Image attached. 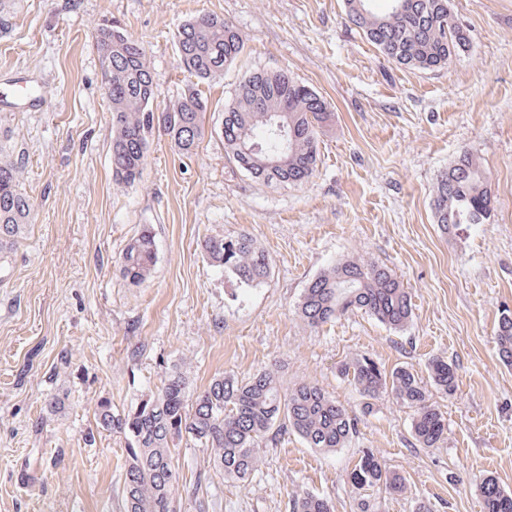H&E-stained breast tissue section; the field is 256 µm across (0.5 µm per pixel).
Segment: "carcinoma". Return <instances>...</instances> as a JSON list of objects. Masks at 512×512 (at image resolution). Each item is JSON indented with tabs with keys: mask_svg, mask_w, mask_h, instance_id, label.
<instances>
[{
	"mask_svg": "<svg viewBox=\"0 0 512 512\" xmlns=\"http://www.w3.org/2000/svg\"><path fill=\"white\" fill-rule=\"evenodd\" d=\"M374 0H345L348 22L391 64L404 69L434 70L468 46V35L454 18L449 0H388L378 11ZM16 17V0H0V35ZM185 84L180 97L162 112L154 110V85L148 50L143 42L112 25L97 28L95 48L101 64V91L112 133V181L118 187L141 177L149 137L159 129L183 155L192 154L205 131L209 100L199 89L224 75L244 52L235 26L223 16L202 12L174 35ZM319 95L278 69H257L236 84L224 104L221 136L225 155L263 183L297 184L309 179L319 160V137L333 123ZM23 161H0V249L18 241L29 223L32 203L22 191ZM488 177L469 151L460 153L441 172L433 190L435 223L448 233L460 224H483L490 218ZM201 251L210 266L240 290L255 288L272 273V259L248 232L212 235ZM156 244L147 230L124 250L120 272L140 285L152 273ZM362 311L393 331L406 329L413 317L412 295L394 272L376 262L347 258L317 275L305 289L298 313L317 328ZM496 340L503 363L512 366V314L501 315ZM423 379L409 365L386 371L368 354H357L340 366L341 375L362 399L363 412L374 403L393 399L413 411L411 434L421 448H437L446 439L448 420L433 401L437 391L451 397L456 370L443 356L426 365ZM97 428L125 440L124 481L119 512H176L180 474L177 446L187 440L210 451L213 469L223 478L245 482L260 462L259 449L277 444L290 433L308 447L343 448L359 432V419L331 393L311 381L288 386L270 368L247 376L225 374L202 391L191 390L187 372L175 367L161 386L130 409L116 413L112 401L94 404ZM359 490H406L405 478L386 467L368 449L349 474ZM484 512H512V492L492 477L480 483ZM289 512H331L329 500L296 491Z\"/></svg>",
	"mask_w": 512,
	"mask_h": 512,
	"instance_id": "obj_1",
	"label": "carcinoma"
}]
</instances>
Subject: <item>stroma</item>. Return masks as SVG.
I'll return each mask as SVG.
<instances>
[{"label":"stroma","instance_id":"35a3bbf8","mask_svg":"<svg viewBox=\"0 0 512 512\" xmlns=\"http://www.w3.org/2000/svg\"><path fill=\"white\" fill-rule=\"evenodd\" d=\"M469 45L435 70L388 63L347 23L344 0H18L0 36V93L18 79L42 91L43 109L14 100L0 111V154L25 161L30 224L0 251V512H118L125 443L98 430L93 405L134 406L184 367L192 389L213 377L277 366L285 384L317 382L351 413L358 434L323 452L286 435L260 451L245 483L216 477L207 449L180 445L186 479L203 476L207 512H287L307 490L334 512H357L349 473L374 449L407 492L374 491L376 512H483L479 485L512 491V367L495 339L512 311V0H450ZM241 34L243 55L205 86V135L186 157L154 132L135 185L112 184L110 129L93 34L116 23L148 49L156 111L183 87L173 35L199 12ZM285 69L313 88L335 118L321 161L300 185L255 182L224 154L225 101L249 71ZM475 154L493 202L485 224L446 233L435 224L437 174ZM150 230L156 265L135 285L120 273L128 241ZM253 234L271 277L243 294L201 254L208 235ZM389 266L409 288L402 332L354 312L312 329L296 314L308 284L343 257ZM366 353L381 366L430 356L452 362L453 396L442 447L411 437V411L361 399L339 365ZM61 401L60 410L47 408Z\"/></svg>","mask_w":512,"mask_h":512}]
</instances>
